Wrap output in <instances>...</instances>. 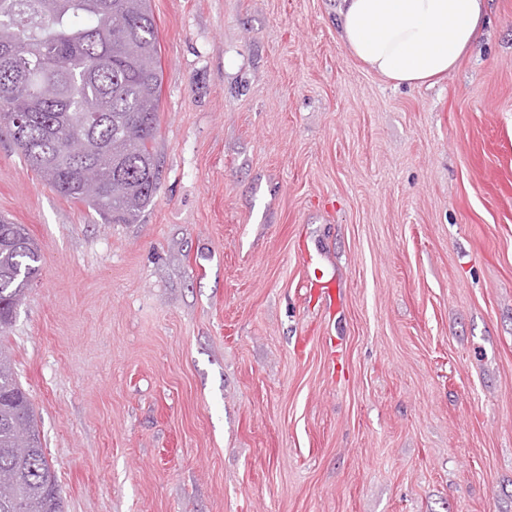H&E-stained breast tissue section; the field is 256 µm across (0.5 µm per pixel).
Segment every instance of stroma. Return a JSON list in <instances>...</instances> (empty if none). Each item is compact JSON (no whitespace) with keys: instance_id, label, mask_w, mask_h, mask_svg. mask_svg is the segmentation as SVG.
<instances>
[{"instance_id":"1","label":"stroma","mask_w":512,"mask_h":512,"mask_svg":"<svg viewBox=\"0 0 512 512\" xmlns=\"http://www.w3.org/2000/svg\"><path fill=\"white\" fill-rule=\"evenodd\" d=\"M151 8L135 223L0 141L42 254L0 345L64 512H512V0L421 87L347 51L336 0Z\"/></svg>"}]
</instances>
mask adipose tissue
Segmentation results:
<instances>
[{
    "instance_id": "1",
    "label": "adipose tissue",
    "mask_w": 512,
    "mask_h": 512,
    "mask_svg": "<svg viewBox=\"0 0 512 512\" xmlns=\"http://www.w3.org/2000/svg\"><path fill=\"white\" fill-rule=\"evenodd\" d=\"M339 37L377 75L421 86L456 68L485 18V0H339Z\"/></svg>"
}]
</instances>
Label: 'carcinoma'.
<instances>
[{
	"mask_svg": "<svg viewBox=\"0 0 512 512\" xmlns=\"http://www.w3.org/2000/svg\"><path fill=\"white\" fill-rule=\"evenodd\" d=\"M0 133L61 197L109 223L135 221L158 188L161 97L150 0H0ZM91 145L99 193L82 190L65 155ZM40 249L24 225L0 218V329L10 326ZM0 512H63L27 393L0 346Z\"/></svg>",
	"mask_w": 512,
	"mask_h": 512,
	"instance_id": "1",
	"label": "carcinoma"
}]
</instances>
